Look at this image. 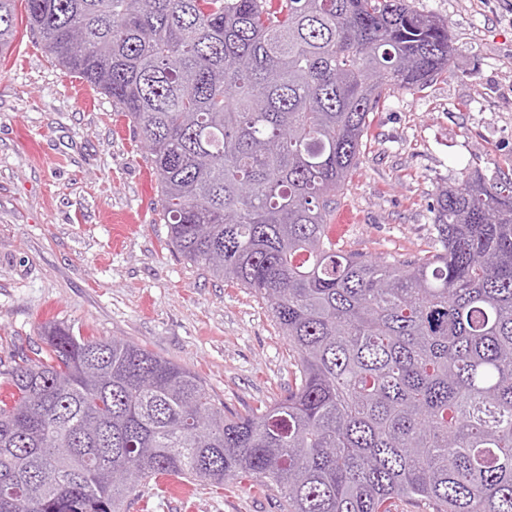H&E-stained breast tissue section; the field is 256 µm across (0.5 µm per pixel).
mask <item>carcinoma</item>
<instances>
[{
	"mask_svg": "<svg viewBox=\"0 0 512 512\" xmlns=\"http://www.w3.org/2000/svg\"><path fill=\"white\" fill-rule=\"evenodd\" d=\"M24 9L135 126L173 250L259 295L294 371L285 394L226 413L189 369L50 323L0 369V512H127L151 480L241 474L281 512H393L402 497L512 512V176L440 188L434 245L409 261L328 233L369 114L450 72L448 23L406 0ZM16 21L0 0V53Z\"/></svg>",
	"mask_w": 512,
	"mask_h": 512,
	"instance_id": "1",
	"label": "carcinoma"
}]
</instances>
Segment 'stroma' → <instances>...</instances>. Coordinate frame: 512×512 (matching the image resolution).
<instances>
[{"label":"stroma","mask_w":512,"mask_h":512,"mask_svg":"<svg viewBox=\"0 0 512 512\" xmlns=\"http://www.w3.org/2000/svg\"><path fill=\"white\" fill-rule=\"evenodd\" d=\"M448 23L453 71L370 113L330 235L348 252L402 261L429 250L439 188L463 172L512 174V0H408ZM157 181L128 118L67 74L25 19L0 53V360L42 327L121 338L185 365L225 411L284 392L288 343L253 291L214 281L168 244ZM253 480L141 485L129 512H280Z\"/></svg>","instance_id":"obj_1"}]
</instances>
